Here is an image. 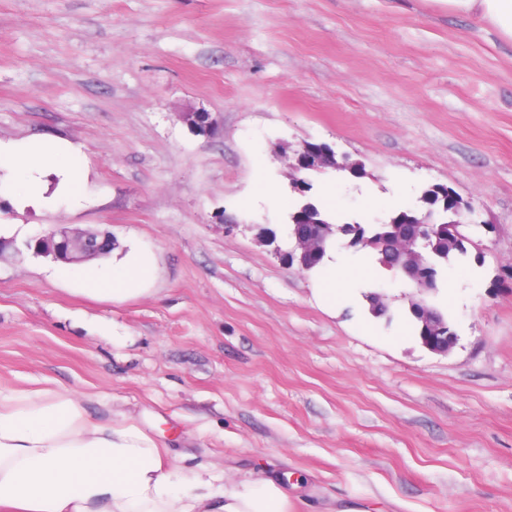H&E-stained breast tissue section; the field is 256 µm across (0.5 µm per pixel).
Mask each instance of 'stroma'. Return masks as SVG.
I'll list each match as a JSON object with an SVG mask.
<instances>
[{
    "label": "stroma",
    "mask_w": 512,
    "mask_h": 512,
    "mask_svg": "<svg viewBox=\"0 0 512 512\" xmlns=\"http://www.w3.org/2000/svg\"><path fill=\"white\" fill-rule=\"evenodd\" d=\"M32 137L81 146L92 201L0 197L1 388L87 395L226 490L275 478L287 512H512V43L442 0H0V140ZM307 142L363 166L313 180L337 222L435 184L472 203L478 245L439 276L460 297H428L450 354L400 273L372 278L383 319L275 255L299 199L277 148ZM54 224L148 254L146 291L55 278L28 247ZM417 304V315L421 320L423 327L430 329L432 335L444 336L438 346L433 348L430 346L426 347L429 351L436 354H449L456 345L457 336H453V332L448 331V327L451 330L449 324L448 326H445L442 322L439 321L437 313L429 304L425 303L424 301H418ZM446 342L447 344H445Z\"/></svg>",
    "instance_id": "stroma-1"
}]
</instances>
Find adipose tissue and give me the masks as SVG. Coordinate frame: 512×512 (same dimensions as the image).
Listing matches in <instances>:
<instances>
[{"label": "adipose tissue", "instance_id": "ef3b65f1", "mask_svg": "<svg viewBox=\"0 0 512 512\" xmlns=\"http://www.w3.org/2000/svg\"><path fill=\"white\" fill-rule=\"evenodd\" d=\"M451 13L476 17L512 41V0H444ZM80 148L62 139L0 141V193L17 209L84 207L73 169ZM57 278L120 301L140 294L150 259L134 254L121 268L64 266ZM0 507L8 512H287L288 495L272 479L228 492L224 475L185 472L162 444L128 419L96 420L66 389L0 390Z\"/></svg>", "mask_w": 512, "mask_h": 512}]
</instances>
